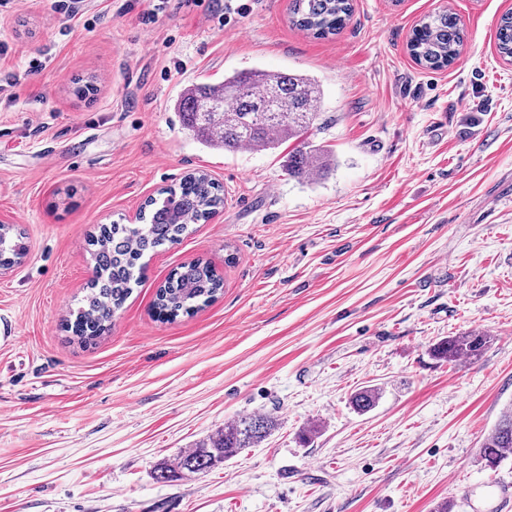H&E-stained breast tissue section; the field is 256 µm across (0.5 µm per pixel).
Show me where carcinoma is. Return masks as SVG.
Masks as SVG:
<instances>
[{
	"instance_id": "carcinoma-1",
	"label": "carcinoma",
	"mask_w": 512,
	"mask_h": 512,
	"mask_svg": "<svg viewBox=\"0 0 512 512\" xmlns=\"http://www.w3.org/2000/svg\"><path fill=\"white\" fill-rule=\"evenodd\" d=\"M352 12L350 0H289L293 24L317 36L339 31ZM464 46V32L448 9L424 16L415 26L408 50L415 62L432 70L449 66ZM499 55L512 59V12L503 14L496 31ZM323 91L308 75L253 69L224 77L221 83L200 82L187 89L176 108L184 129L211 148L226 152L248 149L253 152L276 149L297 142L288 155V176L312 179L325 172L332 162L331 152L314 145L305 135L316 127ZM139 224H111L100 227L92 239L94 280L83 306L72 323L73 334L81 341L102 335L132 292V285L144 270L145 253L166 244H176L188 226L206 222L224 207L221 187L203 171L183 177L179 185L147 202ZM26 255L22 233L12 226L0 227V267L18 263ZM223 282L203 261L177 268L155 296V313L173 318L193 310V303H208L221 291ZM489 337L476 332L449 336L431 348L439 361L469 362L479 357ZM380 390L367 387L353 396L360 411L372 409ZM272 427L269 415L241 417L224 426V431L182 454L174 464L158 468L157 478L168 480L178 473H198L233 458L266 439ZM512 452V410L505 412L485 437L481 454L485 466L496 469Z\"/></svg>"
}]
</instances>
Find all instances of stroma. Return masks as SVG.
Segmentation results:
<instances>
[{
    "mask_svg": "<svg viewBox=\"0 0 512 512\" xmlns=\"http://www.w3.org/2000/svg\"><path fill=\"white\" fill-rule=\"evenodd\" d=\"M224 2L168 0L147 29L144 0H83L69 22L52 0L0 7V79L18 80L0 89V221L27 245L0 275V512H512V455H480L512 408V61L495 44L512 0H353L329 38L289 0ZM446 8L463 50L424 68L408 41ZM255 68L320 82L311 139L334 162L314 181L288 177L292 143L229 153L183 130L190 85ZM198 170L224 188L219 216L147 257L79 342L90 236ZM197 259L222 294L159 318L157 289ZM470 331L490 338L477 360L432 357ZM366 386L382 395L360 413ZM255 414L274 418L259 447L156 480Z\"/></svg>",
    "mask_w": 512,
    "mask_h": 512,
    "instance_id": "stroma-1",
    "label": "stroma"
}]
</instances>
